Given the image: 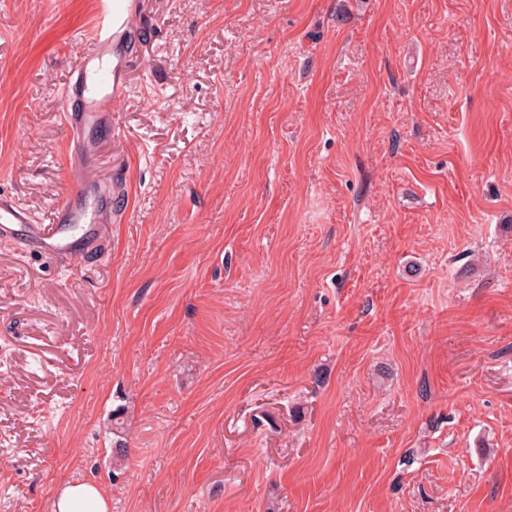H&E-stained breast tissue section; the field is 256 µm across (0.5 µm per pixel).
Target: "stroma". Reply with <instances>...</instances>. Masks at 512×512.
Returning a JSON list of instances; mask_svg holds the SVG:
<instances>
[{"mask_svg": "<svg viewBox=\"0 0 512 512\" xmlns=\"http://www.w3.org/2000/svg\"><path fill=\"white\" fill-rule=\"evenodd\" d=\"M139 2L86 158L122 221L0 241V512H512V0ZM98 10L0 0V191L42 224ZM105 494L94 484L63 486L51 501L50 512H108Z\"/></svg>", "mask_w": 512, "mask_h": 512, "instance_id": "35a3bbf8", "label": "stroma"}]
</instances>
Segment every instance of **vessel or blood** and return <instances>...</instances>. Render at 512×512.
I'll list each match as a JSON object with an SVG mask.
<instances>
[{
  "instance_id": "b4317fda",
  "label": "vessel or blood",
  "mask_w": 512,
  "mask_h": 512,
  "mask_svg": "<svg viewBox=\"0 0 512 512\" xmlns=\"http://www.w3.org/2000/svg\"><path fill=\"white\" fill-rule=\"evenodd\" d=\"M101 13L64 87L67 152L73 192L58 204L50 223H37L29 209L0 192V240L14 241L28 252L68 259L97 252L113 221L112 201L120 182L91 185L83 178L82 159L92 145L91 130L112 125V105L125 91L130 46L138 31L136 0H100Z\"/></svg>"
}]
</instances>
